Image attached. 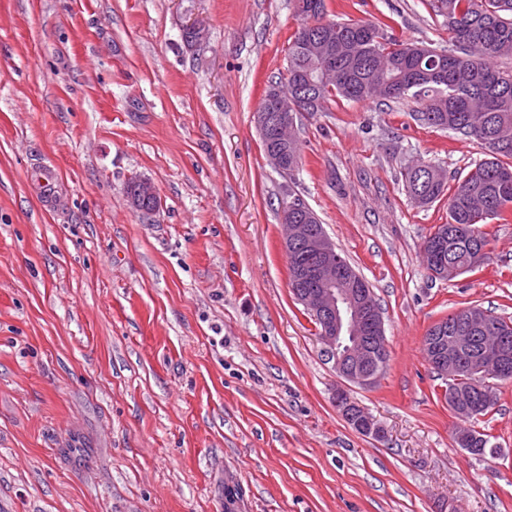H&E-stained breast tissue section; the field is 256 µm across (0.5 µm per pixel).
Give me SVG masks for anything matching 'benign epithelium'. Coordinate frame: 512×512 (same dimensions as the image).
I'll list each match as a JSON object with an SVG mask.
<instances>
[{
    "mask_svg": "<svg viewBox=\"0 0 512 512\" xmlns=\"http://www.w3.org/2000/svg\"><path fill=\"white\" fill-rule=\"evenodd\" d=\"M308 48L319 57L310 85L315 87L336 80L334 43L315 42L308 44ZM297 111L296 101L272 91L259 108L257 120L264 123L266 113H273V127L268 129V136L278 142L292 129ZM132 183L134 190L128 195L132 207L139 211L142 203L149 200L151 213H156L160 199L151 182L135 178ZM283 223L286 256L291 258L300 249L309 258V263L303 266L289 263V281L306 312L321 322L318 338L323 351L332 359L339 377L361 387L374 385L386 367L388 347L383 315L372 308L366 281L348 269L346 259L325 234L314 231L308 224H290L286 219ZM450 266L444 249H434L431 274L446 278ZM457 323L462 330L452 335L448 334V326L439 322L432 327L430 335L424 336L423 347L428 351L427 359L433 370L451 379L458 378L460 373L475 379L512 375L508 339L495 335L491 322L467 309L460 311ZM336 407L357 432L381 435L382 429L375 420L343 388L336 391Z\"/></svg>",
    "mask_w": 512,
    "mask_h": 512,
    "instance_id": "obj_1",
    "label": "benign epithelium"
}]
</instances>
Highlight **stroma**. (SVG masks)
<instances>
[{"label":"stroma","mask_w":512,"mask_h":512,"mask_svg":"<svg viewBox=\"0 0 512 512\" xmlns=\"http://www.w3.org/2000/svg\"><path fill=\"white\" fill-rule=\"evenodd\" d=\"M327 20L449 47L430 0H326ZM207 37L185 48L182 27ZM300 24L292 0H0V512H512V381L454 440L422 339L478 306L512 320V215L487 258L432 277L407 166L464 177L483 145L411 104L335 98L295 116L302 164L268 161L256 111ZM50 166L44 206L30 175ZM161 200L133 209L131 179ZM300 198L370 284L389 361L341 380L289 287L281 205ZM336 407L342 412L348 424L357 432L375 437L381 435L382 429L376 424L375 420L362 406L351 400L344 388L336 391Z\"/></svg>","instance_id":"stroma-1"}]
</instances>
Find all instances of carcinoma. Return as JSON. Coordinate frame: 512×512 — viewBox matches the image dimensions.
I'll list each match as a JSON object with an SVG mask.
<instances>
[{
	"instance_id": "obj_1",
	"label": "carcinoma",
	"mask_w": 512,
	"mask_h": 512,
	"mask_svg": "<svg viewBox=\"0 0 512 512\" xmlns=\"http://www.w3.org/2000/svg\"><path fill=\"white\" fill-rule=\"evenodd\" d=\"M301 17L288 48L286 70L296 75L272 81L269 88L290 98H301L299 78L317 69L318 59L306 44L334 34L336 82L322 86L316 103L299 104L302 112H315L330 97L351 101H407L424 124L450 130L481 141L488 158L478 162L445 195L443 174L433 180L410 169L404 188L411 202L428 205L448 197V225L457 226L452 256L457 265L471 271L476 263L477 242L489 244L483 231L487 220L512 208V68L498 65L512 60V0H431L435 14L448 23L452 48H429L384 37L382 28L369 22L325 20V0H293ZM292 174L301 154L295 136L283 146Z\"/></svg>"
}]
</instances>
